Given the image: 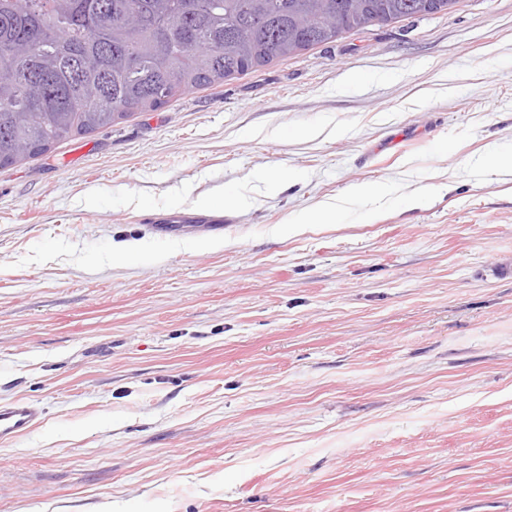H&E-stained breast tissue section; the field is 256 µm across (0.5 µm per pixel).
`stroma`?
I'll return each mask as SVG.
<instances>
[{
	"label": "stroma",
	"mask_w": 512,
	"mask_h": 512,
	"mask_svg": "<svg viewBox=\"0 0 512 512\" xmlns=\"http://www.w3.org/2000/svg\"><path fill=\"white\" fill-rule=\"evenodd\" d=\"M493 153L512 154V0L0 168V403L44 410L0 442V512H512V278L493 273L512 171ZM241 189L251 205H225ZM198 195L223 233L143 219ZM327 200L335 223H307Z\"/></svg>",
	"instance_id": "obj_1"
}]
</instances>
